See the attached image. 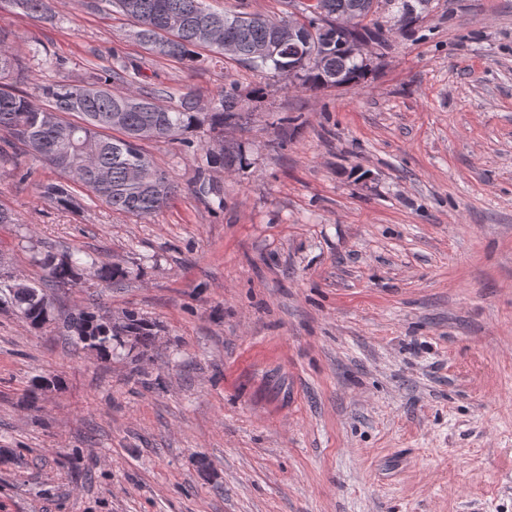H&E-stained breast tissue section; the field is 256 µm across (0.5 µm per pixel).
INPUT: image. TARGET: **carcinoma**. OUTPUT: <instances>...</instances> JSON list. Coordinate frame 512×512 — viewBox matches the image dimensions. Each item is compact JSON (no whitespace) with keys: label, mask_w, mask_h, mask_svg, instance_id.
<instances>
[{"label":"carcinoma","mask_w":512,"mask_h":512,"mask_svg":"<svg viewBox=\"0 0 512 512\" xmlns=\"http://www.w3.org/2000/svg\"><path fill=\"white\" fill-rule=\"evenodd\" d=\"M372 2L317 0L320 13L310 30L291 29L286 15L276 18L245 9L224 10L208 0H87L85 5L125 16L133 24V38L157 58L196 67L229 57L273 78L288 75V66L295 65L296 85L318 90L359 85L366 79L360 62L348 57L322 29L352 7L362 34L382 38L384 25L374 18ZM4 3L32 19L49 11L48 0ZM419 17L416 5L397 2L394 25L398 31H411ZM140 75L137 62L116 56L104 77L87 83L46 82L31 95L18 89L28 80L29 66L0 34V159L12 153L58 172L60 180L42 183L38 189L43 198L62 208L81 207L75 186L86 198L139 218L166 208L178 186L143 144L174 142L192 148L194 133L203 127L219 140L224 129L241 123L245 100L229 82L207 101L188 91L162 106L158 101L166 91L144 89L138 82ZM117 82L124 84V90L113 88ZM242 161V154L233 150L206 153V163L213 168L229 169ZM66 257L63 261L51 250L35 257L43 271L37 284L0 280V304L12 307L34 328L43 315L40 297L46 289L64 288L87 276L118 287L131 277L128 268L88 253ZM67 328L73 336L92 337L104 360L112 357L123 336L143 346L153 337L149 325L133 311L125 313L120 326L83 311L68 318Z\"/></svg>","instance_id":"obj_1"}]
</instances>
